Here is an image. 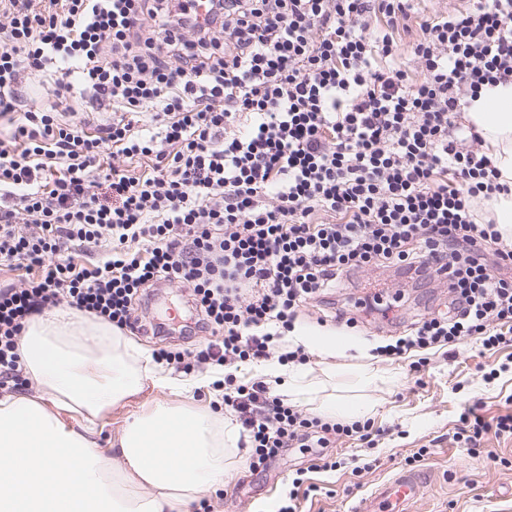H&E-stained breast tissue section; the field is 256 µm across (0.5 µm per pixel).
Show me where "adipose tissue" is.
Listing matches in <instances>:
<instances>
[{
  "label": "adipose tissue",
  "mask_w": 512,
  "mask_h": 512,
  "mask_svg": "<svg viewBox=\"0 0 512 512\" xmlns=\"http://www.w3.org/2000/svg\"><path fill=\"white\" fill-rule=\"evenodd\" d=\"M467 118L509 187L491 209L512 236V82L485 87ZM20 348L40 396H0V512H190L236 466L239 433L231 420L176 403L200 377L155 363L150 349L112 324L56 308L28 322ZM257 372L296 399L322 385L276 363ZM134 401L145 410L127 422L113 454L104 453L98 419ZM72 412L80 423L65 421Z\"/></svg>",
  "instance_id": "1"
}]
</instances>
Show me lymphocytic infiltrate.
<instances>
[{
  "label": "lymphocytic infiltrate",
  "mask_w": 512,
  "mask_h": 512,
  "mask_svg": "<svg viewBox=\"0 0 512 512\" xmlns=\"http://www.w3.org/2000/svg\"><path fill=\"white\" fill-rule=\"evenodd\" d=\"M0 0V391L30 387L29 320L67 306L130 335H165L138 305L155 284L189 288L203 346L154 357L225 370L224 408L254 464L326 448L369 423H331L231 367L301 364L282 344L303 307L365 267L446 279L448 313L418 319L376 356L479 341L512 345V240L478 204L502 186L475 125L485 86L512 81V0L413 14L409 0ZM411 53L412 78L400 64ZM55 70L53 102L27 106L22 76ZM102 120L66 122L74 94ZM153 110L155 132L132 115ZM145 159L139 177L111 159ZM109 238L95 264L83 245ZM512 438V412L469 404L468 450Z\"/></svg>",
  "instance_id": "obj_1"
}]
</instances>
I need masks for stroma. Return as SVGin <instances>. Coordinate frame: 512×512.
<instances>
[{
	"label": "stroma",
	"mask_w": 512,
	"mask_h": 512,
	"mask_svg": "<svg viewBox=\"0 0 512 512\" xmlns=\"http://www.w3.org/2000/svg\"><path fill=\"white\" fill-rule=\"evenodd\" d=\"M377 292L404 296L394 323L368 316L349 329L331 322L337 303ZM447 310V284L416 281L393 267L360 269L350 275L345 289L305 308L299 328L336 336L342 343L332 357L310 351L307 370L318 376L335 369L330 393L340 401L372 404L370 422L383 435L373 446L356 435L337 439L329 450L337 460L332 470L313 468L312 455L295 448L286 449L267 468L254 470L247 463L250 449H242L243 463L228 473L223 487L207 493L210 512H277L300 470L317 490L311 499L301 500L298 512H352L359 499L411 467L429 475L413 512H512V438L486 435L476 453L451 440L471 400L480 399L488 419L512 405V346L492 354L481 353L473 342L449 354L432 349L416 373L407 364L372 354L383 336L401 334L417 318ZM191 312L190 292L176 282L158 284L147 309L151 318ZM365 368L377 373L376 384H358L357 375ZM487 372L492 375L488 381L483 378ZM417 452L422 458L416 462L412 456Z\"/></svg>",
	"instance_id": "obj_1"
}]
</instances>
